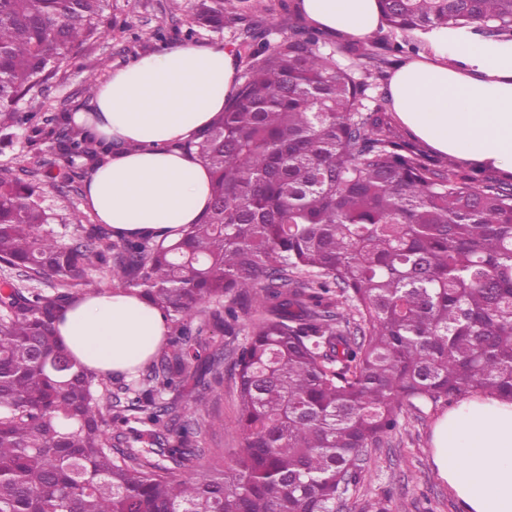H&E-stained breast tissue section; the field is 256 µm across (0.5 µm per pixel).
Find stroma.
<instances>
[{
  "label": "stroma",
  "mask_w": 512,
  "mask_h": 512,
  "mask_svg": "<svg viewBox=\"0 0 512 512\" xmlns=\"http://www.w3.org/2000/svg\"><path fill=\"white\" fill-rule=\"evenodd\" d=\"M195 0H182L180 11L168 8L169 0H112V22L106 34L87 43L68 63L62 64L50 82L20 105L25 112L76 111L89 105L85 88L104 80L134 56L152 50L193 42L238 49L242 22L225 19L224 29L197 30L187 37ZM299 0H249L250 12L263 19L270 43H277L293 26L306 25ZM48 162L58 157L47 144L31 147L24 130H15L10 144H0V169L22 173L30 169L34 154ZM207 403L197 412L202 429L197 447L232 457L242 438L236 427V402L231 378L211 381ZM448 408L438 405L427 414L408 416L401 427L372 449L363 462L364 480L351 490L341 512H460L454 492L442 480L433 460V430Z\"/></svg>",
  "instance_id": "35a3bbf8"
}]
</instances>
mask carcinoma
I'll use <instances>...</instances> for the list:
<instances>
[{"instance_id": "obj_1", "label": "carcinoma", "mask_w": 512, "mask_h": 512, "mask_svg": "<svg viewBox=\"0 0 512 512\" xmlns=\"http://www.w3.org/2000/svg\"><path fill=\"white\" fill-rule=\"evenodd\" d=\"M240 2L201 0L192 25L219 32L227 15L246 19ZM380 3L396 32L512 41V0ZM111 10L0 0V135L23 129L61 160L0 173V264L18 275L0 289V512H336L404 413L512 400V175L438 160L366 105L382 52L346 64L350 51L322 52L305 27L272 46L246 19L235 93L178 145L212 171L202 220L167 244L61 215L46 183L87 181L112 143L74 112L19 105L106 33ZM103 267L167 320L132 380L58 342ZM211 323L243 343L206 353ZM229 357L241 448L197 466L198 427L182 417L204 397L160 398Z\"/></svg>"}]
</instances>
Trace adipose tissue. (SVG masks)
<instances>
[{
  "mask_svg": "<svg viewBox=\"0 0 512 512\" xmlns=\"http://www.w3.org/2000/svg\"><path fill=\"white\" fill-rule=\"evenodd\" d=\"M309 23L362 40L379 31L378 0H301ZM429 49L392 73V110L410 132L466 166L512 173V42L428 37ZM235 56L220 46L183 45L135 57L97 83V134L112 155L85 184L88 208L126 235L198 223L211 202V172L175 142L224 110ZM58 339L100 373L129 370L160 347L163 313L121 290L67 309ZM434 461L462 512H512V403L475 397L439 422Z\"/></svg>",
  "mask_w": 512,
  "mask_h": 512,
  "instance_id": "adipose-tissue-1",
  "label": "adipose tissue"
}]
</instances>
